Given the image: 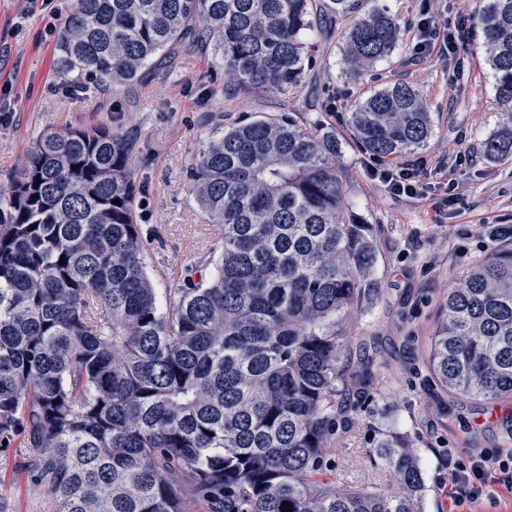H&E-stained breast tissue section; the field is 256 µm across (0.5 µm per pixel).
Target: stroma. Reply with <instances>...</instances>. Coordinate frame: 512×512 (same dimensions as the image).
<instances>
[{"instance_id":"stroma-1","label":"stroma","mask_w":512,"mask_h":512,"mask_svg":"<svg viewBox=\"0 0 512 512\" xmlns=\"http://www.w3.org/2000/svg\"><path fill=\"white\" fill-rule=\"evenodd\" d=\"M394 14L404 48L394 65L380 66L376 81H412L431 102L436 134L417 156L425 164L423 193L389 194L372 179L371 162L352 142L345 122L356 96L345 78L337 37L317 43L318 65L293 101L302 121L330 123L342 142L341 169L352 210L377 242L376 290L371 302L348 314V383L352 406L336 435L331 481L351 489H385L389 471L368 452L398 432L416 448L426 484L424 512H512V492L454 505L448 498L447 458L468 461L479 449L512 448L503 420L488 404L441 391L425 362L439 308L450 288L500 242L493 228L512 225V159L491 160L482 141L498 128L490 78L464 46V71L453 59L414 57L422 7L449 24L472 17L479 0H371ZM71 0H0V187H8L41 131L118 121L137 131L136 178L144 184L138 209L148 249V271L159 293L179 282L213 244L215 226L202 223L188 191V160L204 142L207 115L231 123L242 114L274 112L269 94L233 99L209 93L212 57L198 48L167 76H152L107 92L90 84L77 97L63 93L76 75L57 62V44ZM22 441L0 451V512H53L47 493L31 492L17 462Z\"/></svg>"}]
</instances>
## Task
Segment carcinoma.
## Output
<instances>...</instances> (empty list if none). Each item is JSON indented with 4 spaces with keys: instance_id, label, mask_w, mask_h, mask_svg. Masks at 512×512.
Segmentation results:
<instances>
[{
    "instance_id": "carcinoma-1",
    "label": "carcinoma",
    "mask_w": 512,
    "mask_h": 512,
    "mask_svg": "<svg viewBox=\"0 0 512 512\" xmlns=\"http://www.w3.org/2000/svg\"><path fill=\"white\" fill-rule=\"evenodd\" d=\"M473 24L500 119L481 148L512 157V0H480ZM324 33L354 79L401 43L397 18L366 0H73L58 58L110 90L201 47L224 71L213 94L288 99ZM346 125L378 159L435 131L404 79L360 90ZM137 145L104 123L42 132L0 188V450L24 441L18 471L54 512H423L419 457L399 433L371 452L396 490L323 480L348 403L344 315L372 297L377 261L336 130L287 106L207 130L187 178L218 236L164 309L138 224ZM427 372L452 394L512 401V242L448 291Z\"/></svg>"
}]
</instances>
